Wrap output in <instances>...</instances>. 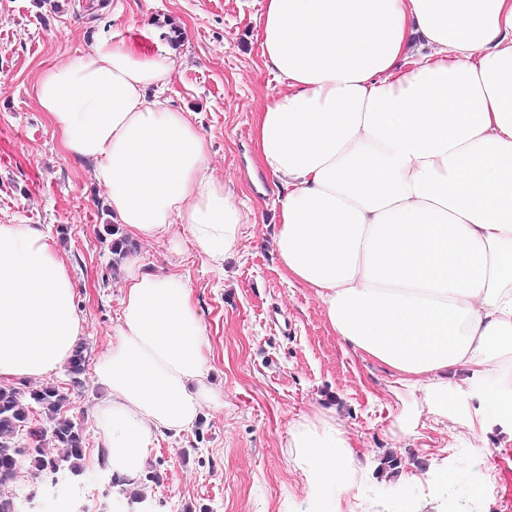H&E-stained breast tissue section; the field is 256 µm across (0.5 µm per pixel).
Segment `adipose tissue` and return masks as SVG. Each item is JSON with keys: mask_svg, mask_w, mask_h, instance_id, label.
Returning <instances> with one entry per match:
<instances>
[{"mask_svg": "<svg viewBox=\"0 0 512 512\" xmlns=\"http://www.w3.org/2000/svg\"><path fill=\"white\" fill-rule=\"evenodd\" d=\"M261 57L279 91L258 112L255 159L284 190L276 249L340 340L387 366L390 391L446 423L479 400V428L512 426V0H265ZM176 60L103 36L45 69L35 98L63 151L92 163L139 240L186 225L214 264L248 216L209 165L191 113L161 93ZM40 224H0V375L40 377L82 334L71 278ZM206 329L182 276L128 265L119 323L94 375L104 461L128 485L158 438L220 401ZM286 446L314 490L354 452L335 414Z\"/></svg>", "mask_w": 512, "mask_h": 512, "instance_id": "1", "label": "adipose tissue"}]
</instances>
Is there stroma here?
<instances>
[{"label": "stroma", "mask_w": 512, "mask_h": 512, "mask_svg": "<svg viewBox=\"0 0 512 512\" xmlns=\"http://www.w3.org/2000/svg\"><path fill=\"white\" fill-rule=\"evenodd\" d=\"M263 0H0V222L43 224L64 260L78 310L87 369L82 386L65 367L49 375L67 394L64 414L86 439L84 471L36 472L21 464L10 488L16 512H512V434L469 427L472 403L443 426L421 418L417 437L398 435L389 413L388 368L354 353L327 323L310 289L288 281L275 250L281 190L255 163V112L279 89L259 57ZM184 33L179 66L163 91L171 108L193 113L216 176L236 188L252 221L236 254L215 266L185 225L136 245L144 269L184 277L207 331L210 381L222 403L203 408L184 432L159 439L133 486L119 487L100 462L94 409L108 392L93 368L112 342L124 269H113L98 232L115 223L92 168L67 155L35 97L47 67L69 62L116 34L167 47ZM335 409L355 453V472L317 510L309 479L285 443L302 416ZM490 452H476L478 442ZM395 455L421 481L404 492L381 469ZM448 467L430 478L431 460Z\"/></svg>", "instance_id": "35a3bbf8"}]
</instances>
